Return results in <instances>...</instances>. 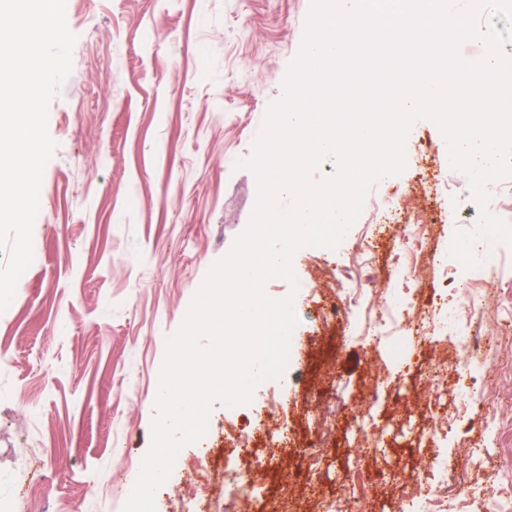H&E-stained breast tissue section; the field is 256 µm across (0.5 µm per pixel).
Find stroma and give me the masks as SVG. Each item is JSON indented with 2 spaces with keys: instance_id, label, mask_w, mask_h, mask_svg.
<instances>
[{
  "instance_id": "1",
  "label": "stroma",
  "mask_w": 512,
  "mask_h": 512,
  "mask_svg": "<svg viewBox=\"0 0 512 512\" xmlns=\"http://www.w3.org/2000/svg\"><path fill=\"white\" fill-rule=\"evenodd\" d=\"M311 0H66L75 35L72 70L48 107L56 144L40 189L33 226L34 261L0 312V512L11 496L41 498L43 512H122L129 463L152 444L154 400L166 340L183 326L213 264L248 229L259 193L245 163L269 107L278 102L299 55ZM430 144L436 193L422 194L416 142ZM444 136L416 120L405 141V166L380 178L370 195L400 189L405 212L453 219L435 225L443 245L477 223L468 175L448 165ZM351 226L336 249L299 248L292 259L297 285L267 282L273 298L293 295L299 320L293 357L280 380L257 385L235 423L214 408L213 433L270 425V394L288 399L291 444L263 459H243L267 487L252 512H273L281 491L295 493L297 512H320L324 498L348 483V456L370 478L362 496L372 512H400L412 473L437 477L440 467L411 444L406 419L429 427V403L447 413L456 372L433 380L434 356L421 345L395 361L327 321L323 298L345 287ZM389 380L374 411L389 431L383 447L351 448L363 396L376 372ZM478 387L512 410V352L491 350L472 371ZM337 418L323 420L329 406ZM336 442L318 470L296 452L320 426ZM472 420L448 429V466L466 494L465 441ZM30 452L28 469L19 457Z\"/></svg>"
}]
</instances>
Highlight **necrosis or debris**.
<instances>
[{"instance_id":"1","label":"necrosis or debris","mask_w":512,"mask_h":512,"mask_svg":"<svg viewBox=\"0 0 512 512\" xmlns=\"http://www.w3.org/2000/svg\"><path fill=\"white\" fill-rule=\"evenodd\" d=\"M402 243L393 249L386 261L377 258L376 241L379 231L376 225H367L365 231L352 244L353 251L371 277L385 276L404 284L406 293L378 292L374 288L356 285L342 288L335 293L347 311L351 323L350 335L367 342L390 345L396 353H403L410 345L412 336L435 335L433 348L440 367L454 363L458 353H472L484 345L483 337L473 330L474 315L488 307L490 301L484 291L485 284L502 281L512 275V246L484 241L476 242L472 254L476 267L465 272L451 271L450 276L461 293L460 298L444 295L431 297L426 303L415 304L409 291L417 287V268L426 261L424 244L430 237V224L425 214L410 217L399 227ZM455 407L473 411L479 417L475 434L469 441V458L472 471L481 484L479 495L468 498V512H479L485 502L497 503L498 512H512V481L491 466L486 457L488 436L497 431L500 424L499 410L492 395L478 392L474 384L458 379L451 392ZM284 426H276L257 439L254 433L242 430L226 435L230 448L224 458L220 473H212L203 458L208 448H201V456L190 469V477L181 496L174 502L172 512H241L245 503L256 501L265 495L264 485L255 479L252 471L240 465L242 457L254 455L257 446L276 448L284 444ZM221 479L224 493L213 497L211 484Z\"/></svg>"}]
</instances>
